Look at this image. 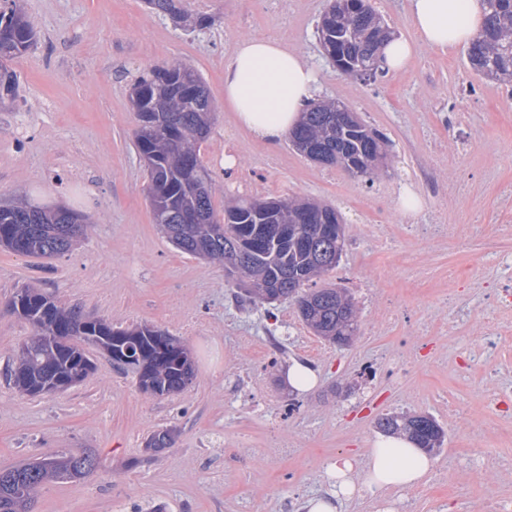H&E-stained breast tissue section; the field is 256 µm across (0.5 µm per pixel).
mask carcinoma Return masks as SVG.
Segmentation results:
<instances>
[{
    "instance_id": "carcinoma-1",
    "label": "carcinoma",
    "mask_w": 512,
    "mask_h": 512,
    "mask_svg": "<svg viewBox=\"0 0 512 512\" xmlns=\"http://www.w3.org/2000/svg\"><path fill=\"white\" fill-rule=\"evenodd\" d=\"M4 3L0 6V93L12 96L16 75L6 63L31 49L35 30L16 0ZM480 3L484 25L467 47L469 67L481 78L512 84V0ZM146 4L193 29L211 25V18L204 15L186 20L182 0H146ZM365 10L374 12L370 0H345L339 12L328 5L317 35L342 73L369 79L380 65L372 51L374 35L360 23ZM129 101L137 118L134 144L147 171L153 220L167 240L185 253L221 264L227 248L247 254L248 261L227 271V276L251 301L273 303L295 292L301 298L297 313L315 335L332 343L357 335L359 316L352 298L341 288L315 287L317 279L338 262L326 263L294 238L273 234L277 225L289 223L302 209L318 219L304 226L306 233L343 229L345 225L336 221V208L290 197L238 196L217 210L211 170L200 154L214 106L203 78L187 63L162 62L144 69L131 86ZM335 108L334 101H312L301 123L289 133V142L295 147L302 141L329 155L338 153L346 166L359 169L358 177L374 180L380 168L366 166L363 160L384 149L386 136L364 122L336 130L331 122ZM82 220V215L67 208L34 213L26 203L0 204V247L37 259L62 256L83 233ZM9 306L34 329L21 346L19 372H10L14 388L24 395L47 392L57 381L72 386L85 381L94 369L86 345L106 353L113 364L132 370L139 387L158 397L183 391L194 377L190 350L179 338L156 327H114L29 286L19 289ZM377 428L387 437L405 436L429 453L440 450L445 440L442 426L425 413L386 415ZM175 433L173 428L152 432L146 448L163 451ZM33 468L38 469L35 476L29 475ZM84 474L70 455L51 457L44 469L38 462L1 470L0 512H30L36 491L46 479H76Z\"/></svg>"
}]
</instances>
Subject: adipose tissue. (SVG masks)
<instances>
[{"instance_id": "adipose-tissue-1", "label": "adipose tissue", "mask_w": 512, "mask_h": 512, "mask_svg": "<svg viewBox=\"0 0 512 512\" xmlns=\"http://www.w3.org/2000/svg\"><path fill=\"white\" fill-rule=\"evenodd\" d=\"M413 39H392L382 49L386 66L406 68L417 46L450 52L476 39L483 28L479 0H409ZM318 87L317 72L298 51L271 38L238 43L224 69V102L237 123L255 137L274 145L299 122ZM432 462L405 438H390L369 449L363 472L352 477L351 463L328 470L332 485L325 495L308 499L307 512H338L357 488L383 490L417 485Z\"/></svg>"}]
</instances>
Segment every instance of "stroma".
I'll return each mask as SVG.
<instances>
[{
  "instance_id": "35a3bbf8",
  "label": "stroma",
  "mask_w": 512,
  "mask_h": 512,
  "mask_svg": "<svg viewBox=\"0 0 512 512\" xmlns=\"http://www.w3.org/2000/svg\"><path fill=\"white\" fill-rule=\"evenodd\" d=\"M184 0L212 18L190 29L148 8L145 0H23L37 33L34 46L8 62L14 96L0 100V203L24 198L86 216V230L67 254L46 260L0 248V469L52 453L83 451L97 466L83 477L39 487L33 512H289L327 488L322 467L337 459L361 471L387 413H427L443 427V447L417 489L418 512H479L496 494L512 512V411L497 410L512 390V310L495 348L482 341L481 317L493 293L512 279V108L499 105L500 83L476 76L463 48L419 47L407 68L361 80L327 60L316 25L328 0ZM274 37L316 68L319 97L352 107L387 136L388 169L375 179L320 166L289 141L254 138L224 103V67L236 43ZM180 60L205 80L217 107L200 153L211 160L225 142L232 168L214 167L216 202L226 194L315 199L336 207L347 246L327 282L347 289L360 311V333L348 347L315 336L293 302L238 299L222 266L180 252L159 232L146 200L147 177L133 144L137 121L128 91L147 66ZM483 96L471 121L448 126V107L466 86ZM461 184L458 196L434 188ZM413 184L423 209L438 208L454 234L432 240L410 234L394 211L377 213L378 187ZM473 271L453 306L436 296L451 288L449 268ZM32 284L60 302L116 327L149 324L178 336L193 352L191 384L172 397L142 391L135 376L92 351L96 369L65 392L20 395L6 378L19 346L33 334L8 305ZM200 325L186 332L183 323ZM244 336L248 346L236 337ZM275 344L251 394L232 388L240 362ZM389 351L408 362L398 385L367 380V356ZM318 373L308 392L288 387L292 362ZM293 412L278 419L282 405ZM292 448L273 457L269 425ZM163 427L174 444L148 453ZM241 448L248 469L224 466ZM447 489L437 477L448 458Z\"/></svg>"
}]
</instances>
